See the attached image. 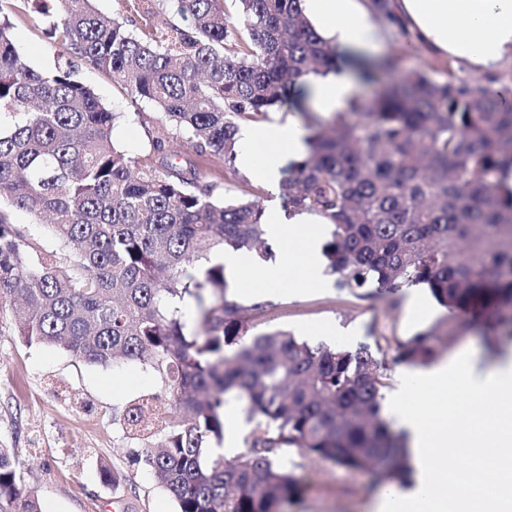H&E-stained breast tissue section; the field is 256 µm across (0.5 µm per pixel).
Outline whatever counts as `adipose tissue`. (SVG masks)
Wrapping results in <instances>:
<instances>
[{
	"label": "adipose tissue",
	"instance_id": "obj_1",
	"mask_svg": "<svg viewBox=\"0 0 512 512\" xmlns=\"http://www.w3.org/2000/svg\"><path fill=\"white\" fill-rule=\"evenodd\" d=\"M302 8L318 35L337 48H377L379 24L364 0H303ZM393 11L431 52L478 72L494 73L512 57V0H393ZM305 82L314 111L324 115L346 111L358 91L345 67L309 75ZM302 134L292 120L243 127L235 163L279 185L286 165L303 153ZM263 220L270 238L285 245L288 261L266 267L256 285L239 278L253 266L251 254L215 253L225 273L237 278L238 289L264 297L287 288L326 287L323 217L271 206ZM425 398L432 401L426 412L417 407ZM384 407L406 433L419 477L413 495L384 490L378 512H512V369L493 366L478 372L467 353H458L428 370L404 374ZM476 438L483 448L456 455L457 447ZM463 471L471 477L468 492L450 494L449 477Z\"/></svg>",
	"mask_w": 512,
	"mask_h": 512
}]
</instances>
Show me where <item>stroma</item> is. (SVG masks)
<instances>
[{
  "label": "stroma",
  "instance_id": "1",
  "mask_svg": "<svg viewBox=\"0 0 512 512\" xmlns=\"http://www.w3.org/2000/svg\"><path fill=\"white\" fill-rule=\"evenodd\" d=\"M39 26L31 14L16 20L14 40L36 68L48 70L57 47L42 36ZM375 56L397 59L390 74L394 80L420 68L440 79L448 67L422 45L402 47L387 28L381 31ZM77 76L104 103L126 113L113 131L115 142L132 156L144 155L160 126L159 113L132 102L111 78L87 63H78ZM170 146L181 158L195 159L205 180L222 179L225 199L252 189L260 206L272 200L268 187L255 177L225 171L222 154L195 158L182 137L171 139ZM410 295V289H402L393 303L385 296L359 297L332 285L288 292L279 295L276 309L252 315L251 323L258 332L284 329L305 338L310 329L332 320L353 329L354 345L372 328L405 339L438 323L443 329L436 343L441 359L464 350L479 366L493 364L484 330L476 321L460 320L439 305L432 316H423L409 306ZM13 324L11 307H0V447L17 450L22 487L35 492L42 512H176L174 501L136 463L137 444L127 438L122 423L129 400L147 392L163 393L150 367L93 366L68 351L23 341L14 335ZM285 457L303 483L300 499L288 512H376L383 483L375 472L350 470L297 448L288 449ZM104 466L117 475V483H102Z\"/></svg>",
  "mask_w": 512,
  "mask_h": 512
}]
</instances>
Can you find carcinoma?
I'll list each match as a JSON object with an SVG mask.
<instances>
[{"label": "carcinoma", "instance_id": "obj_1", "mask_svg": "<svg viewBox=\"0 0 512 512\" xmlns=\"http://www.w3.org/2000/svg\"><path fill=\"white\" fill-rule=\"evenodd\" d=\"M30 1L58 46L48 71L14 44ZM234 2L238 27L224 0H122L112 17L93 0H0V308L16 307L13 334L29 343L102 367L150 366L168 396L131 400L123 423L177 512H284L303 490L282 462L289 448L356 470L389 462L386 480L405 483L409 450L383 412L387 355L413 367L437 356L435 326L352 348L253 333L246 312L278 303L228 298L224 265L210 255L271 259L263 209L216 198L217 184L175 161L165 134L143 159L114 144L121 113L77 78V59L153 105L196 156L222 153L229 167L241 125L268 119L291 93L303 101L302 77L342 62L301 0ZM369 6L410 40L391 0ZM159 11L167 18L157 26ZM394 69L386 58L357 76L375 83ZM299 110L306 150L281 196L288 211L331 221L323 256L336 287L393 296L421 286L491 336L512 319V190L498 182L512 166V77L494 88L415 70L327 119ZM20 211L48 220L58 247L27 237ZM186 296L198 309L191 335L172 305ZM231 405L256 425L234 457H210ZM18 465L0 448V512H41L21 491Z\"/></svg>", "mask_w": 512, "mask_h": 512}]
</instances>
